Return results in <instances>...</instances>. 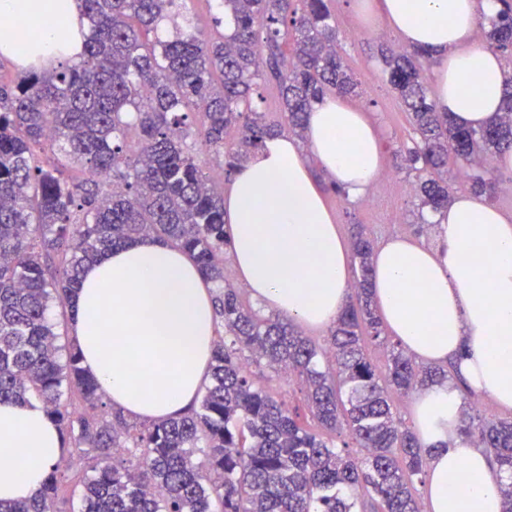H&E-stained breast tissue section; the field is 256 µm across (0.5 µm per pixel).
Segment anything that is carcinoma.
Segmentation results:
<instances>
[{"instance_id": "carcinoma-1", "label": "carcinoma", "mask_w": 512, "mask_h": 512, "mask_svg": "<svg viewBox=\"0 0 512 512\" xmlns=\"http://www.w3.org/2000/svg\"><path fill=\"white\" fill-rule=\"evenodd\" d=\"M212 2L205 36L186 0H81L82 52L51 68L31 63L15 83H0V402L41 401L61 447L87 460L83 512H424L415 483L430 454L394 416L391 394L442 384L448 372L416 365L399 342L385 376L367 359L365 345L383 336L372 296L375 238L354 225L356 300L324 349L287 318L259 315L224 280V189L187 143L199 124V151L224 154L231 173L284 122L307 141L313 105L357 88L336 50L330 0ZM226 13L235 21L229 36ZM486 21L484 46L512 59V0H497ZM379 55L415 133L395 160L415 174L419 208L434 213L453 201L450 155L471 191L492 196L495 168L475 161L512 149V75L501 114L464 128L428 95L430 52ZM269 79L283 107L275 121L260 111V84ZM232 127L239 137L229 141ZM43 146L59 152L48 167L35 154ZM71 162L84 178L64 176ZM143 237L194 261L219 288L214 310L224 322L199 407L149 426L120 409L99 413L103 392L49 318L52 303L72 305L88 265ZM245 350L252 362L302 380L308 409L331 438L305 429L257 384L242 368ZM73 389L84 401L77 417L65 402ZM459 434L508 474L499 492L502 512H512V419L474 418ZM65 477L56 463L32 498L0 501V512H53Z\"/></svg>"}]
</instances>
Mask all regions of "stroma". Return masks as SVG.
<instances>
[{"mask_svg":"<svg viewBox=\"0 0 512 512\" xmlns=\"http://www.w3.org/2000/svg\"><path fill=\"white\" fill-rule=\"evenodd\" d=\"M331 9L336 17L345 61L359 84L358 95L350 97L349 102L365 112L375 124L385 162L384 172L389 179L373 183L376 192L373 203H366L362 198L340 197L328 190L324 193L326 204L343 239H350L352 225L363 224L382 242L394 236H404L431 244L430 236L416 233L414 197L399 194L396 188L397 183L406 182L407 175L396 168L393 156L410 140L413 130L407 112L382 72L378 49L401 46L402 40L386 25L375 33L361 30L352 0H332Z\"/></svg>","mask_w":512,"mask_h":512,"instance_id":"1","label":"stroma"}]
</instances>
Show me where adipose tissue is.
I'll use <instances>...</instances> for the list:
<instances>
[{
    "instance_id": "obj_1",
    "label": "adipose tissue",
    "mask_w": 512,
    "mask_h": 512,
    "mask_svg": "<svg viewBox=\"0 0 512 512\" xmlns=\"http://www.w3.org/2000/svg\"><path fill=\"white\" fill-rule=\"evenodd\" d=\"M362 29L386 18L407 45L437 60V111L468 128L502 108L506 71L477 45L493 0H354ZM80 0H0V55L19 66L58 63L81 49ZM318 164L350 197L366 194L384 161L374 127L341 96L307 117ZM232 258L260 307L307 329L330 327L350 290V251L299 145L267 138L224 195ZM438 243L397 236L376 251L373 293L395 338L418 360L455 363L478 393L512 407V223L469 193L434 214ZM73 335L113 405L156 422L180 414L206 382L215 328L209 285L182 251L149 238L89 265L75 295ZM462 401L450 386L415 396L414 423L434 448L431 512H501L489 454L456 433ZM58 428L39 401L0 404V499L24 501L60 456Z\"/></svg>"
}]
</instances>
